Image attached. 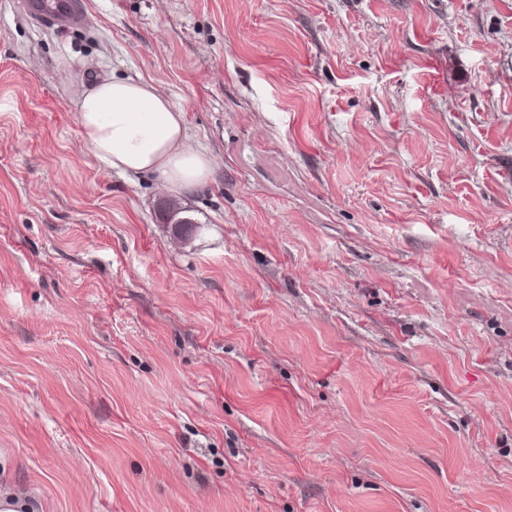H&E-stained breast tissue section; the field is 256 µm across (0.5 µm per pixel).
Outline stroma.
<instances>
[{
	"label": "stroma",
	"instance_id": "35a3bbf8",
	"mask_svg": "<svg viewBox=\"0 0 512 512\" xmlns=\"http://www.w3.org/2000/svg\"><path fill=\"white\" fill-rule=\"evenodd\" d=\"M0 0V492L512 512V0ZM142 78L216 161L105 168ZM194 220L177 242L164 211ZM26 11L46 25L74 27L81 25L87 12L82 0H24ZM84 144L106 167L128 176L156 175L172 191L206 183L213 159L196 147L184 113L150 82L102 79L76 102Z\"/></svg>",
	"mask_w": 512,
	"mask_h": 512
}]
</instances>
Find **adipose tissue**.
Returning a JSON list of instances; mask_svg holds the SVG:
<instances>
[{"label": "adipose tissue", "instance_id": "1", "mask_svg": "<svg viewBox=\"0 0 512 512\" xmlns=\"http://www.w3.org/2000/svg\"><path fill=\"white\" fill-rule=\"evenodd\" d=\"M84 144L106 167L128 176L156 175L172 191L206 183L213 159L196 147L183 112L150 82L110 77L76 102Z\"/></svg>", "mask_w": 512, "mask_h": 512}]
</instances>
